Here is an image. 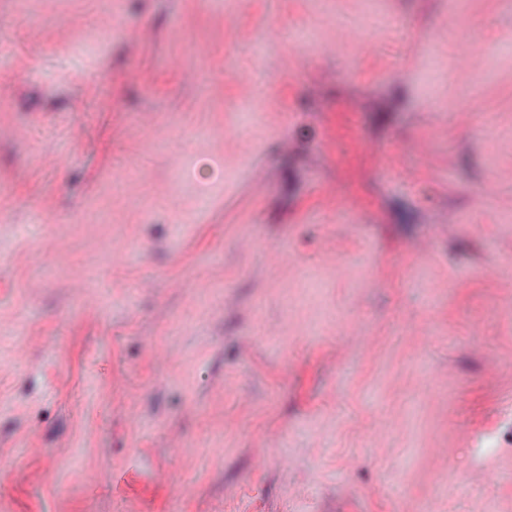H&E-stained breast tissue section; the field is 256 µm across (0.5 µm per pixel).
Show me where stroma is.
Returning a JSON list of instances; mask_svg holds the SVG:
<instances>
[{
  "label": "stroma",
  "instance_id": "35a3bbf8",
  "mask_svg": "<svg viewBox=\"0 0 512 512\" xmlns=\"http://www.w3.org/2000/svg\"><path fill=\"white\" fill-rule=\"evenodd\" d=\"M0 512H512V0H0Z\"/></svg>",
  "mask_w": 512,
  "mask_h": 512
}]
</instances>
